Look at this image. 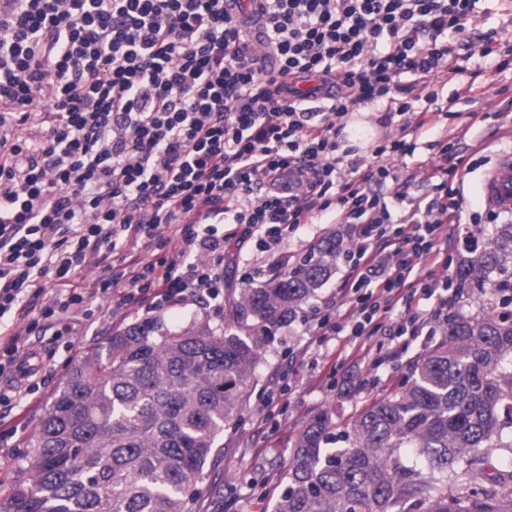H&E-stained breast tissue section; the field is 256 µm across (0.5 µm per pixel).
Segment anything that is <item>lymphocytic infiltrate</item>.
<instances>
[{"label": "lymphocytic infiltrate", "instance_id": "lymphocytic-infiltrate-1", "mask_svg": "<svg viewBox=\"0 0 512 512\" xmlns=\"http://www.w3.org/2000/svg\"><path fill=\"white\" fill-rule=\"evenodd\" d=\"M0 0V378L25 375L33 332L65 352L94 316V300L163 310L218 299L224 238L280 243L334 210L355 225L348 308L318 310L314 335L369 336L385 314L408 316L394 337L447 317L448 227L463 221L459 122L423 170L432 189L409 222L391 221L374 185L407 197L388 159L454 113L435 84L470 73L486 92L512 70L502 32L468 37L477 0ZM266 37L250 40L253 16ZM476 70H469L471 60ZM405 117L375 144L372 163L339 155L351 112ZM123 252L93 288L76 271ZM434 298L430 317L416 295Z\"/></svg>", "mask_w": 512, "mask_h": 512}]
</instances>
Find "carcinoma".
<instances>
[{"mask_svg":"<svg viewBox=\"0 0 512 512\" xmlns=\"http://www.w3.org/2000/svg\"><path fill=\"white\" fill-rule=\"evenodd\" d=\"M343 239L331 235L291 269L245 290L222 330H171L137 319L88 348L37 427L0 512H199L198 484L219 462L264 346L331 276ZM512 264V224L460 264L457 296ZM512 310L450 313L441 338L393 391L341 432L334 411L305 420L271 512H512Z\"/></svg>","mask_w":512,"mask_h":512,"instance_id":"obj_1","label":"carcinoma"}]
</instances>
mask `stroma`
<instances>
[{
  "label": "stroma",
  "mask_w": 512,
  "mask_h": 512,
  "mask_svg": "<svg viewBox=\"0 0 512 512\" xmlns=\"http://www.w3.org/2000/svg\"><path fill=\"white\" fill-rule=\"evenodd\" d=\"M469 81V76L459 77L447 86L438 87L437 92L443 98L457 96V108L465 113L478 110L486 101L498 107L503 99H512V71L500 77L499 84L506 89L502 96L491 91L483 99H475L467 90ZM381 116L378 107L352 114L341 135L342 150L372 161L373 145L389 133L388 127L380 122ZM449 125V120H441L418 136L413 155L394 160V168L408 181L410 198L430 196L431 189L420 175L419 167L434 158L436 144ZM466 144L461 166L463 206L467 214L478 216L479 221L452 229L451 256L457 263L489 246L492 227L484 222L488 210L482 199L481 184L499 153L512 147V112L473 125ZM338 229L344 232V248H352L357 240L355 227L338 225L330 211L315 216L312 223L300 225L268 252L253 245L240 249L234 241H226L223 301L180 302L159 312L158 317L171 327H181L194 320L214 328L227 326L233 320V306L240 301L244 288L265 279L276 260L293 265L303 257L316 255L322 238ZM346 272L344 258H337L330 280L302 305L289 326L279 330L274 342L265 347L242 419L225 429L220 440V462L216 467L206 468L199 485L203 499H224V512H268L271 499L267 490L284 468L302 422L327 408L335 410L337 422H344L367 398L401 382L410 361L440 338L443 324L433 321L421 336L402 337L392 351H377L378 341L387 340L395 323L404 316L403 311L397 310L383 320L373 338L330 336L321 344L308 345L316 308L340 297ZM144 315V310L135 307L105 314L78 336V351L105 343L113 331ZM74 364L67 353L57 352L38 392L23 400L20 407L0 409V481L6 483L15 476L25 453L26 438Z\"/></svg>",
  "instance_id": "obj_1"
}]
</instances>
